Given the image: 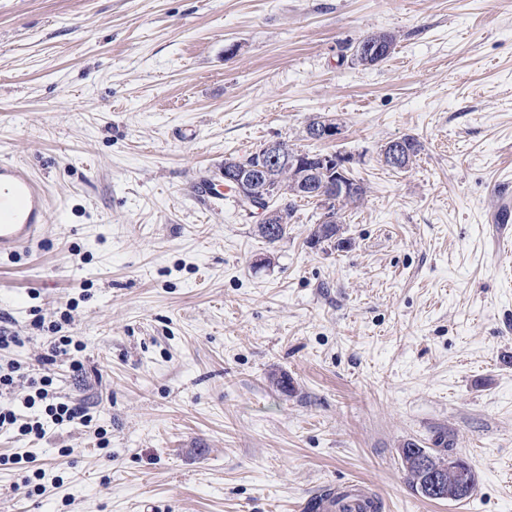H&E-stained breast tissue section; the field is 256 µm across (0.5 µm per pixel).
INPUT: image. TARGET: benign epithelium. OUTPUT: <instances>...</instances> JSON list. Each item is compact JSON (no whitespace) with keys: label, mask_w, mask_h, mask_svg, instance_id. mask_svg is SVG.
Wrapping results in <instances>:
<instances>
[{"label":"benign epithelium","mask_w":512,"mask_h":512,"mask_svg":"<svg viewBox=\"0 0 512 512\" xmlns=\"http://www.w3.org/2000/svg\"><path fill=\"white\" fill-rule=\"evenodd\" d=\"M390 51L389 40L375 42L359 40L352 51V59L364 66L380 63ZM340 128L337 123L326 117H319L315 122L306 126V137L313 141L333 139L339 135ZM414 145L403 138L389 141L381 151V159L390 167H399L411 154ZM304 165L307 168L304 178L297 185L296 190L302 195H311L314 181L325 175L328 177L325 187L318 190L322 200L323 224L340 223V212L337 200L353 192L354 185L348 175V158L338 154H316L308 157L304 154L284 157L278 142L266 144L259 154L258 163L253 166L230 164L224 165V182L236 188L238 197L247 210L256 209L261 215L260 223H274L275 211L268 207L271 201L278 197L277 186L265 180L267 167L281 164ZM448 470L456 472L459 476L454 486H449L441 467L430 474V479L423 486L422 491L427 496L437 500H454L471 491L472 481L468 473L455 458L446 461Z\"/></svg>","instance_id":"1"}]
</instances>
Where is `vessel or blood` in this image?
Returning a JSON list of instances; mask_svg holds the SVG:
<instances>
[{"label":"vessel or blood","mask_w":512,"mask_h":512,"mask_svg":"<svg viewBox=\"0 0 512 512\" xmlns=\"http://www.w3.org/2000/svg\"><path fill=\"white\" fill-rule=\"evenodd\" d=\"M198 196L223 199L224 173L217 170L199 177ZM49 202L43 181L33 177L18 164L0 160V253L27 247L40 237L48 222ZM364 496L357 484L341 489L339 494H324L306 503L307 512H361Z\"/></svg>","instance_id":"obj_1"}]
</instances>
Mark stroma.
Returning <instances> with one entry per match:
<instances>
[{
  "instance_id": "1",
  "label": "stroma",
  "mask_w": 512,
  "mask_h": 512,
  "mask_svg": "<svg viewBox=\"0 0 512 512\" xmlns=\"http://www.w3.org/2000/svg\"><path fill=\"white\" fill-rule=\"evenodd\" d=\"M397 36L374 66L349 47ZM329 116L342 133L313 142ZM422 144L406 170L382 146ZM272 141L349 157L332 242L199 198ZM49 190L41 242L0 256V316L95 429H0V512H300L355 482L380 512H512V0H0V160ZM288 388H281L280 378ZM446 437L473 495L430 501L399 458ZM50 354L41 356V361L51 362L57 358L70 360V368H80L78 360L74 359V351H80L81 345L72 336H46Z\"/></svg>"
}]
</instances>
